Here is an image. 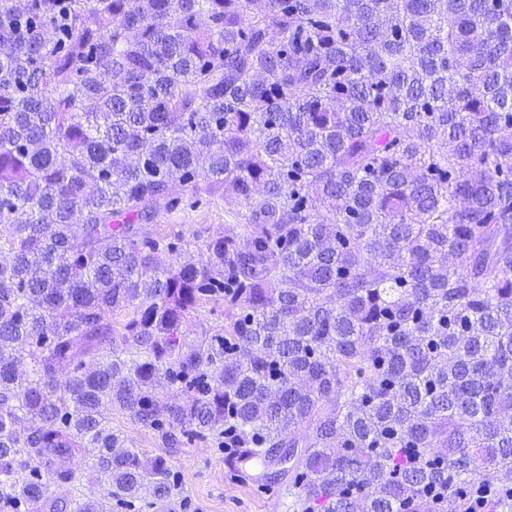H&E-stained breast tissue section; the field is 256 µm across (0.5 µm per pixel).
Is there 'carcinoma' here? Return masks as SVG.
<instances>
[{
  "label": "carcinoma",
  "mask_w": 512,
  "mask_h": 512,
  "mask_svg": "<svg viewBox=\"0 0 512 512\" xmlns=\"http://www.w3.org/2000/svg\"><path fill=\"white\" fill-rule=\"evenodd\" d=\"M106 404L300 449L288 512H512V0H0V512L172 500ZM183 204L166 215L164 224H158L156 231L159 235L184 236L188 240H199L198 244L202 246V242L216 231L233 232V217L225 211L224 198L220 195L203 199L195 208ZM224 324V304L203 303L187 323L189 340L212 336ZM71 467L81 476V483L78 485L79 492H76V494H84L86 497H100L104 494L103 487L97 482L94 473H92L83 456L79 455L73 458Z\"/></svg>",
  "instance_id": "obj_1"
}]
</instances>
